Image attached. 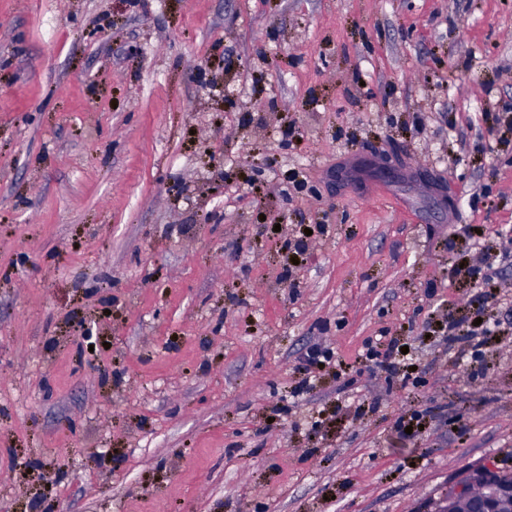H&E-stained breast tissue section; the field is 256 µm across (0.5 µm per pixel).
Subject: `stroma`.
<instances>
[{
    "mask_svg": "<svg viewBox=\"0 0 512 512\" xmlns=\"http://www.w3.org/2000/svg\"><path fill=\"white\" fill-rule=\"evenodd\" d=\"M481 467L512 0H0V512H436ZM375 344L385 346L384 351L377 350V346H373L371 342H368L366 344V353H363L362 357L365 356L366 361H370L378 371L392 373L394 371L392 357L396 352L400 351V347H398L397 342L393 338L387 342Z\"/></svg>",
    "mask_w": 512,
    "mask_h": 512,
    "instance_id": "1",
    "label": "stroma"
}]
</instances>
